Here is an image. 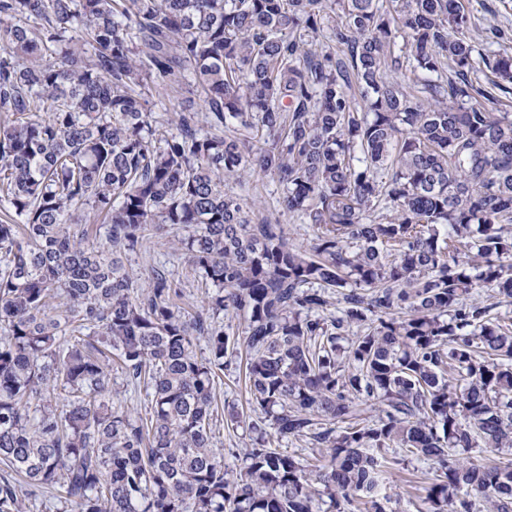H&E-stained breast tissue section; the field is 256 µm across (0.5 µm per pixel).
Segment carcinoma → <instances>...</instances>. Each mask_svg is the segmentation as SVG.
I'll return each mask as SVG.
<instances>
[{
    "mask_svg": "<svg viewBox=\"0 0 512 512\" xmlns=\"http://www.w3.org/2000/svg\"><path fill=\"white\" fill-rule=\"evenodd\" d=\"M471 28L463 0H0V512H386L402 453L437 464L418 512H512V463L471 457L512 452V318L472 298L512 306V112L472 103L512 54ZM153 86L204 119L158 129ZM261 174L307 244L224 191ZM163 235L194 314L128 267ZM215 393L219 405L218 419L213 426L215 447L223 453L227 448H242L245 425L241 424L240 427L235 428L236 426L231 425L230 421L227 424L224 417V399L230 402L235 400L239 403V408L243 404L244 410L246 407L244 376L242 373L239 375L238 370H234V365L230 370H225L224 374H220V378L216 380Z\"/></svg>",
    "mask_w": 512,
    "mask_h": 512,
    "instance_id": "1",
    "label": "carcinoma"
}]
</instances>
